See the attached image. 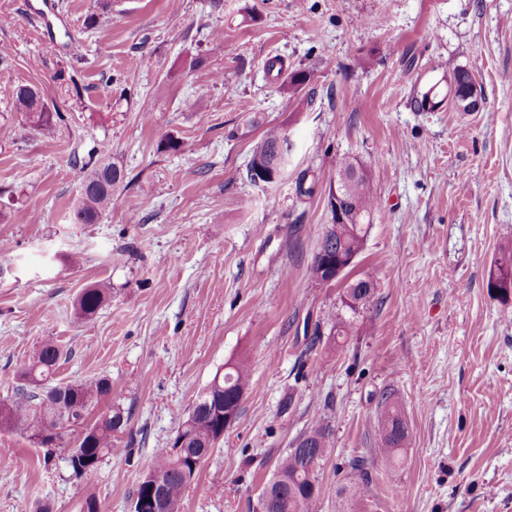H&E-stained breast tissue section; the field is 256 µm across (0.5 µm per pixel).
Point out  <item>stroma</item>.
I'll return each mask as SVG.
<instances>
[{"mask_svg": "<svg viewBox=\"0 0 512 512\" xmlns=\"http://www.w3.org/2000/svg\"><path fill=\"white\" fill-rule=\"evenodd\" d=\"M0 55V404L50 340L55 380L112 381L89 421L116 406L128 420L88 483L65 463L75 435L49 453L0 430V512H80L88 496L131 512L155 450L241 359L238 417L179 512H258L279 456L321 421L335 453L314 512H337L356 459L371 473L357 512H512V300L486 288L512 249V0H0ZM273 56L310 72L300 101L267 76ZM457 67L478 110H418ZM21 85L66 123L36 132L11 108ZM250 112L297 145L271 187L247 176ZM105 144L125 180L98 223H73L76 164ZM342 156L379 197L347 278L376 294L331 349L309 332L329 330L346 280L314 285L311 264ZM97 282L110 298L78 319ZM385 392L408 428L393 467L375 455ZM110 292L108 288L100 285H92L84 288L77 297L75 313L82 320L93 318L108 300Z\"/></svg>", "mask_w": 512, "mask_h": 512, "instance_id": "35a3bbf8", "label": "stroma"}]
</instances>
